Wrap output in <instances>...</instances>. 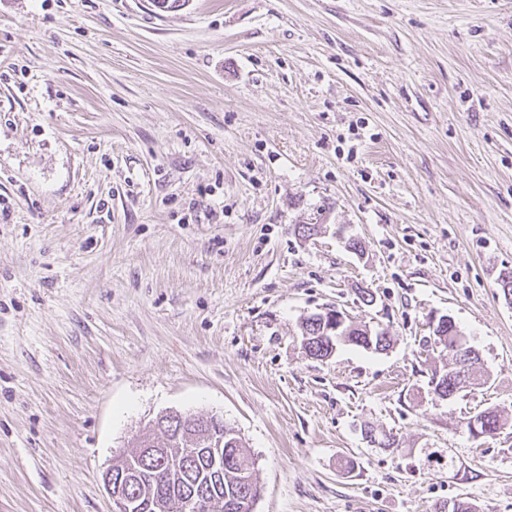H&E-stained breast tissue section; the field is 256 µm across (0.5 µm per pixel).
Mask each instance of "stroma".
<instances>
[{
    "mask_svg": "<svg viewBox=\"0 0 512 512\" xmlns=\"http://www.w3.org/2000/svg\"><path fill=\"white\" fill-rule=\"evenodd\" d=\"M509 272L512 0H0V512H112L169 411L254 512H512ZM333 307L389 350L308 356ZM432 312L491 385L433 395Z\"/></svg>",
    "mask_w": 512,
    "mask_h": 512,
    "instance_id": "35a3bbf8",
    "label": "stroma"
}]
</instances>
